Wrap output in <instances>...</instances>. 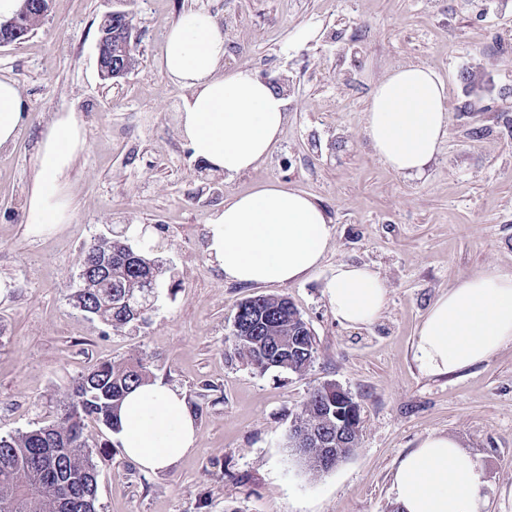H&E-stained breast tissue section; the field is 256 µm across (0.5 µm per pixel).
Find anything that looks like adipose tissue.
<instances>
[{"instance_id":"ef3b65f1","label":"adipose tissue","mask_w":512,"mask_h":512,"mask_svg":"<svg viewBox=\"0 0 512 512\" xmlns=\"http://www.w3.org/2000/svg\"><path fill=\"white\" fill-rule=\"evenodd\" d=\"M159 67L184 89L180 128L194 157L234 176L254 168L279 140L287 102L253 71L225 70L224 34L203 12L184 13L165 34ZM446 86L435 71L407 64L376 83L365 114L375 154L393 171L422 175L448 137ZM23 116L17 85L0 79V147L13 143ZM86 148L73 112L55 113L40 144L26 201V232H59L70 216L68 173ZM331 236L313 198L268 182L224 202L207 224L206 252L226 279L248 286L291 284L322 262ZM337 320L366 326L378 319L387 289L369 266L337 264L325 284ZM512 343V275L480 273L457 283L429 308L417 332L414 360L424 374L443 376L493 357ZM119 442L141 469L168 470L193 449L198 427L180 391L153 381L124 398ZM394 489L400 512H482L481 466L445 435L421 439L399 461Z\"/></svg>"}]
</instances>
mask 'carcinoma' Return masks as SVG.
Here are the masks:
<instances>
[{
    "label": "carcinoma",
    "instance_id": "cac0c4a2",
    "mask_svg": "<svg viewBox=\"0 0 512 512\" xmlns=\"http://www.w3.org/2000/svg\"><path fill=\"white\" fill-rule=\"evenodd\" d=\"M108 256L100 265L99 255ZM74 298L78 307L119 329L133 324L152 303V290L175 278L173 269L147 253L132 259L125 231L112 229L85 249ZM235 353L265 372L277 369L302 374L313 364L316 342L308 324L288 298L259 295L240 302L234 314ZM150 381L140 360L105 361L88 368L74 382L70 400L53 421L36 429L0 436V512H95L82 481L97 472L84 436L95 419L120 431L119 407L134 387ZM331 383L316 385L297 419L310 427H336V415L348 422L346 407L336 403Z\"/></svg>",
    "mask_w": 512,
    "mask_h": 512
}]
</instances>
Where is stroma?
I'll return each mask as SVG.
<instances>
[{"label": "stroma", "mask_w": 512, "mask_h": 512, "mask_svg": "<svg viewBox=\"0 0 512 512\" xmlns=\"http://www.w3.org/2000/svg\"><path fill=\"white\" fill-rule=\"evenodd\" d=\"M109 0H52L25 40L0 46V78L25 103L0 148V435L56 419L72 382L105 360L139 359L183 392L197 443L147 473L117 434L87 421L96 512H392L400 458L431 433L455 438L485 474V512H512V344L446 376L421 373L417 329L431 304L472 275L512 274V0H124L135 68L105 80L98 26ZM205 10L224 33V66L288 87V121L254 169L233 177L196 159L180 134L184 89L158 67L179 16ZM407 63L445 81L448 140L419 176L392 171L364 134L376 82ZM81 118L87 148L69 173L71 216L26 234L25 199L54 113ZM277 181L324 209L321 265L286 285L225 280L206 253L209 218L229 196ZM155 229L173 266L146 323L115 329L72 298L85 245L112 227ZM367 265L388 289L370 325L336 320L324 284L337 263ZM295 305L316 339L301 375L259 372L232 350L237 305L261 294ZM357 403L359 443L334 470H306L287 443L311 388Z\"/></svg>", "instance_id": "35a3bbf8"}]
</instances>
